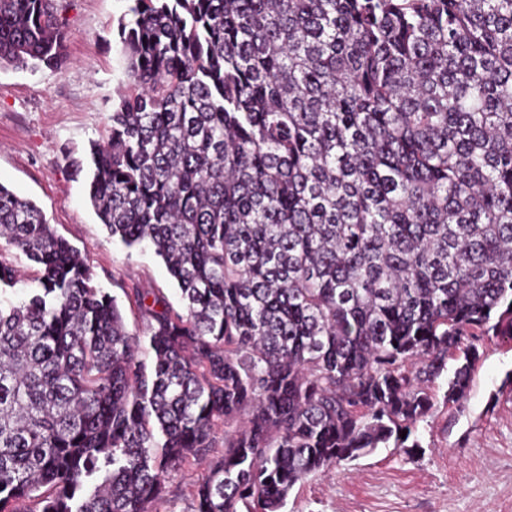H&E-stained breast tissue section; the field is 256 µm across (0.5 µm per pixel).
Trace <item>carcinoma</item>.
<instances>
[{"instance_id":"cac0c4a2","label":"carcinoma","mask_w":512,"mask_h":512,"mask_svg":"<svg viewBox=\"0 0 512 512\" xmlns=\"http://www.w3.org/2000/svg\"><path fill=\"white\" fill-rule=\"evenodd\" d=\"M59 0H0V68L68 61ZM90 203L183 308L124 323L0 185V512H281L310 475L467 396L512 341V0H133ZM406 436H401L402 431ZM5 255L8 258H13L19 265L20 269L24 271V276L21 280L15 285L14 289L7 293V297L17 301L21 297H23L24 293L30 288L32 283L33 269L30 267V262L26 260V258L15 249L10 251H5ZM213 440L215 448L207 459L190 457L169 474L166 482L168 494L154 504L153 512H191L196 486L208 474L210 459L224 452V426L217 428Z\"/></svg>"}]
</instances>
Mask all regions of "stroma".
I'll use <instances>...</instances> for the list:
<instances>
[{
  "label": "stroma",
  "instance_id": "35a3bbf8",
  "mask_svg": "<svg viewBox=\"0 0 512 512\" xmlns=\"http://www.w3.org/2000/svg\"><path fill=\"white\" fill-rule=\"evenodd\" d=\"M68 62L61 69H0V185L36 203L80 252L95 284L113 296L128 329L143 319L129 288L154 291L181 308L180 291L148 247H125L97 218L75 171L98 139L126 76L117 21L130 0H62ZM470 390L421 422L416 448L382 447L310 476L282 512H512V342L479 348ZM207 460L172 471L153 512H191Z\"/></svg>",
  "mask_w": 512,
  "mask_h": 512
}]
</instances>
